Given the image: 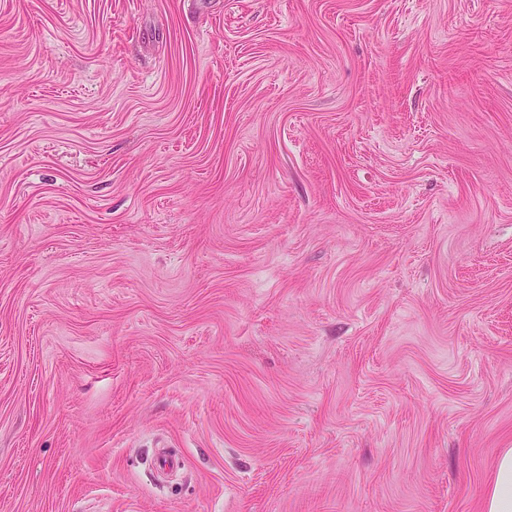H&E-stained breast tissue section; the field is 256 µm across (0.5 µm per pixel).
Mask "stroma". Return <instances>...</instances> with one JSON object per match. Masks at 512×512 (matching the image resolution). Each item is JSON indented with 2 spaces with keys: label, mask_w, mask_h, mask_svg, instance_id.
<instances>
[{
  "label": "stroma",
  "mask_w": 512,
  "mask_h": 512,
  "mask_svg": "<svg viewBox=\"0 0 512 512\" xmlns=\"http://www.w3.org/2000/svg\"><path fill=\"white\" fill-rule=\"evenodd\" d=\"M505 448L512 0H0V512H483Z\"/></svg>",
  "instance_id": "obj_1"
}]
</instances>
